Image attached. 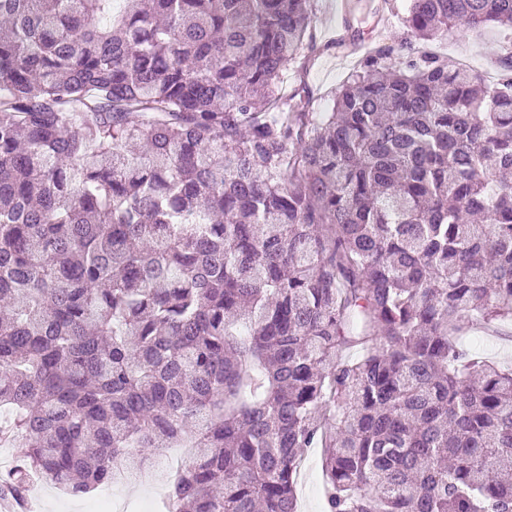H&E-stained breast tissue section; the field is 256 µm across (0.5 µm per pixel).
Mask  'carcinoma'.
<instances>
[{
    "label": "carcinoma",
    "mask_w": 512,
    "mask_h": 512,
    "mask_svg": "<svg viewBox=\"0 0 512 512\" xmlns=\"http://www.w3.org/2000/svg\"><path fill=\"white\" fill-rule=\"evenodd\" d=\"M0 0V479L71 496L190 443L171 512H512V0H406L333 110L311 0ZM356 345L364 354L340 356ZM502 38L495 28L488 27L481 32H461L448 41L433 42L425 45L423 49H433L441 56H448V59L461 60L470 68L464 67L473 75L482 79L493 77L491 69L492 59L500 51ZM458 63V62H457ZM358 63L355 56H343L342 49L332 48L321 52L306 75L298 74L288 66L278 79V86L288 93L305 87L313 99L316 112H330L334 106L335 93ZM461 350L470 357L481 358L500 368L512 367V322L494 321L485 324L474 320L457 340ZM322 448H310L298 475L299 512H323Z\"/></svg>",
    "instance_id": "1"
}]
</instances>
